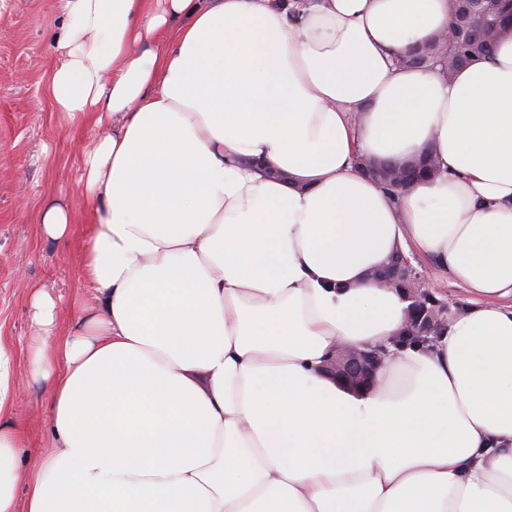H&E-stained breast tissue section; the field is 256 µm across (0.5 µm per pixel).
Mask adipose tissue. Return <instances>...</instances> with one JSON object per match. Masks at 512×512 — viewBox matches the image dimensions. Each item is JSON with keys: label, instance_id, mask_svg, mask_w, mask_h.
<instances>
[{"label": "adipose tissue", "instance_id": "obj_1", "mask_svg": "<svg viewBox=\"0 0 512 512\" xmlns=\"http://www.w3.org/2000/svg\"><path fill=\"white\" fill-rule=\"evenodd\" d=\"M453 3L60 0L95 304L59 344L33 299L28 471L0 346V512H512V32L450 79L396 63ZM427 150L396 201L355 167ZM397 249L470 296L425 346L371 279ZM339 344L392 355L351 391Z\"/></svg>", "mask_w": 512, "mask_h": 512}]
</instances>
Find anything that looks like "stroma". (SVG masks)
<instances>
[{
    "instance_id": "stroma-1",
    "label": "stroma",
    "mask_w": 512,
    "mask_h": 512,
    "mask_svg": "<svg viewBox=\"0 0 512 512\" xmlns=\"http://www.w3.org/2000/svg\"><path fill=\"white\" fill-rule=\"evenodd\" d=\"M62 23L59 0H0V345L14 357L20 394L13 410L25 435L26 469L49 452L50 391L34 381L28 363L40 339L32 322L33 295L45 288L57 300L59 339L75 308L92 302L81 259L93 204L82 195L76 175L97 131L54 111L46 92ZM61 199L70 202L74 222L68 238L55 241L43 234L40 214Z\"/></svg>"
}]
</instances>
